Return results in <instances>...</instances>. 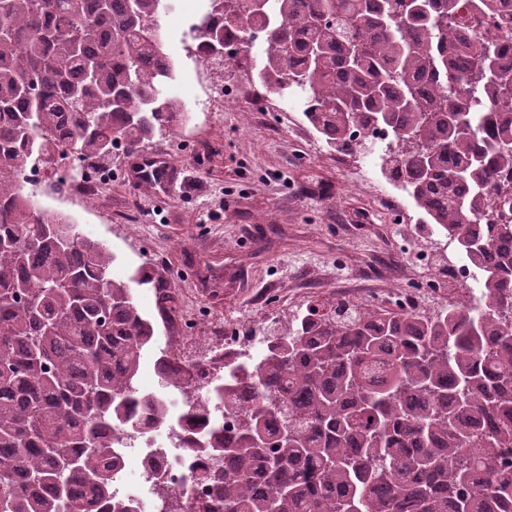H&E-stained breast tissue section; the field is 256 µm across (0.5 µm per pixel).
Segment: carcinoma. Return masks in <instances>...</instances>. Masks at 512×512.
Segmentation results:
<instances>
[{"mask_svg": "<svg viewBox=\"0 0 512 512\" xmlns=\"http://www.w3.org/2000/svg\"><path fill=\"white\" fill-rule=\"evenodd\" d=\"M195 27L224 63L232 30L260 27L259 82L298 92L331 147L390 133L385 177L482 276L475 304L310 307L254 363L224 358L206 402L176 420L136 387L153 324L134 289L177 312L157 271L112 275L108 243L31 198L25 172L131 153L188 117L165 95L176 64L166 0H0V512H140L119 499V448L181 426L212 460L206 512H512V52L478 36L472 0H213ZM202 365L158 362L182 390ZM138 403L144 423L130 419ZM234 418L224 427V415Z\"/></svg>", "mask_w": 512, "mask_h": 512, "instance_id": "cac0c4a2", "label": "carcinoma"}]
</instances>
